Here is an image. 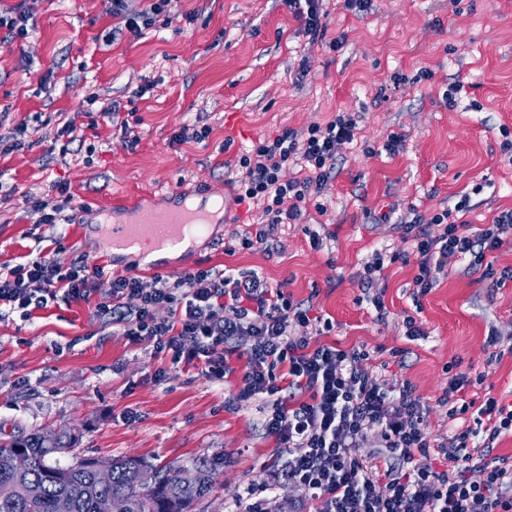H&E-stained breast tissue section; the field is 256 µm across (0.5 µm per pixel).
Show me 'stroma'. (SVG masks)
Masks as SVG:
<instances>
[{
    "label": "stroma",
    "instance_id": "stroma-1",
    "mask_svg": "<svg viewBox=\"0 0 512 512\" xmlns=\"http://www.w3.org/2000/svg\"><path fill=\"white\" fill-rule=\"evenodd\" d=\"M20 3L31 30L27 40L0 43V135L27 124L28 147L0 156V267L45 252L62 269L99 264L104 274L89 301L60 299L0 319V438L65 428L79 436L82 457L185 465L223 458L192 512H233L251 485L273 486L268 512L313 508L281 477L288 450L262 428L269 397L225 404L244 359L231 358V373L212 380L172 366L150 339L129 342L98 316L113 274L148 283L156 275L137 258L107 256L100 220L118 195L160 203L175 191L223 195L224 221L197 244L194 268L255 271L312 305L334 324L323 342L363 347L378 377L415 386L432 434L455 427L438 403L454 362L482 377L467 398L512 400V281L493 286L462 262L417 303L416 262L399 261L380 279L389 311L382 321L360 288L375 250L403 248L399 222L410 212L429 217L463 200L464 221L479 227L512 209V159L500 134L512 130V0H462L458 15L448 0H372L364 15L325 0L322 43L309 40L283 0H180L136 37L126 14L106 12L102 0H0V8ZM340 35L343 46L330 50L328 40ZM424 69L431 79H420ZM455 82L452 109L443 93ZM111 102L120 106L115 122L101 112ZM339 111L361 113L362 131L307 196L305 224L279 226L271 249L241 248L262 210L235 201L239 157L257 140ZM124 120L137 137L129 148ZM71 123L94 155L48 153ZM204 126L205 141L173 143L182 128ZM393 132L405 147L389 155L381 146ZM57 183L71 197L73 220L45 224L37 203ZM382 210L392 211L390 223H375ZM309 227L319 230L321 249L311 248ZM407 315L424 337L407 338Z\"/></svg>",
    "mask_w": 512,
    "mask_h": 512
}]
</instances>
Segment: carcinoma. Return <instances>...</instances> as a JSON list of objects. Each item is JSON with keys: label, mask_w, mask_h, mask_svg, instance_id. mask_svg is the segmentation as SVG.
<instances>
[{"label": "carcinoma", "mask_w": 512, "mask_h": 512, "mask_svg": "<svg viewBox=\"0 0 512 512\" xmlns=\"http://www.w3.org/2000/svg\"><path fill=\"white\" fill-rule=\"evenodd\" d=\"M78 443L79 437L67 431H34L0 441V512H55L61 495L71 499L72 512H192L212 489L210 482L184 484V466L174 462L151 465L152 483L147 486L138 468L142 458L133 455L110 459L112 484L101 487L90 465L58 458ZM19 454L29 459L24 472L12 466Z\"/></svg>", "instance_id": "1"}]
</instances>
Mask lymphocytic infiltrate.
I'll return each instance as SVG.
<instances>
[{
    "instance_id": "obj_1",
    "label": "lymphocytic infiltrate",
    "mask_w": 512,
    "mask_h": 512,
    "mask_svg": "<svg viewBox=\"0 0 512 512\" xmlns=\"http://www.w3.org/2000/svg\"><path fill=\"white\" fill-rule=\"evenodd\" d=\"M360 121L359 113L340 112L304 132L260 140L239 158L236 200L260 205L264 217L246 232L242 248L267 245L279 225L300 223L301 202L329 179L340 152L359 136ZM290 164L301 176L284 178ZM466 208L461 201L402 224L417 257L414 298L430 293L458 261L478 267L487 254L512 245V210L473 232L457 219ZM407 253L377 250L365 265L361 290L378 319L388 314L381 273ZM103 273L98 265L64 271L40 255L0 272V307L27 316L57 299L86 302ZM109 287L112 301L98 305L99 315L111 316L131 340H154L173 365H201L210 379L223 380L228 356L239 351L236 339L249 337L237 398L271 396L263 425L288 447L282 477L308 494L314 512H512V456L485 454L512 432V403L489 396L473 406L466 398L476 384L470 372L449 376L440 402L450 419L469 414L473 422L438 438L411 383L395 387L363 368L365 349L312 344V336L332 330L331 320L258 274L185 270L149 284L117 275ZM369 437L377 452L366 457L359 449ZM471 470L481 472L480 481L467 479Z\"/></svg>"
}]
</instances>
